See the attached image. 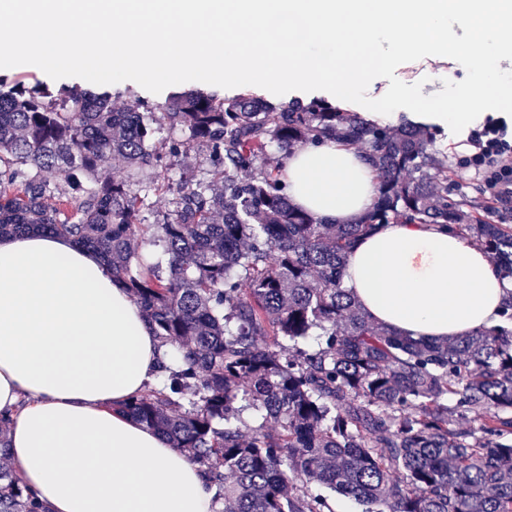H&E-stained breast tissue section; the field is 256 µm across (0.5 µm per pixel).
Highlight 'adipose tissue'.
Listing matches in <instances>:
<instances>
[{
  "label": "adipose tissue",
  "mask_w": 512,
  "mask_h": 512,
  "mask_svg": "<svg viewBox=\"0 0 512 512\" xmlns=\"http://www.w3.org/2000/svg\"><path fill=\"white\" fill-rule=\"evenodd\" d=\"M291 203L354 224L378 193L355 150L327 142L284 160ZM344 285L375 322L445 341L496 326L512 300L477 244L439 224H382L360 236ZM171 347L95 252L39 231L0 237V412L10 463L47 512H211L203 468L124 415Z\"/></svg>",
  "instance_id": "obj_1"
}]
</instances>
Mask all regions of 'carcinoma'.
Here are the masks:
<instances>
[{"instance_id": "carcinoma-1", "label": "carcinoma", "mask_w": 512, "mask_h": 512, "mask_svg": "<svg viewBox=\"0 0 512 512\" xmlns=\"http://www.w3.org/2000/svg\"><path fill=\"white\" fill-rule=\"evenodd\" d=\"M159 125L189 135L158 148ZM325 139L363 144L378 171L357 224L316 223L290 202L281 166H266L272 146ZM192 148L207 168L168 186L172 209L154 225L164 273L132 245L148 230V194L115 180L76 192L112 162L163 167ZM494 213L448 200V159L429 128L326 100L277 108L187 90L116 111L107 91L0 88V236L42 231L96 252L180 351L162 389L124 413L206 465L224 512H324L311 484L364 512H512V301L492 329L417 341L371 320L343 285L355 239L393 219L451 226L512 278V227ZM313 335L318 349L299 347ZM241 401L276 427L243 436ZM0 512H47L5 465Z\"/></svg>"}]
</instances>
